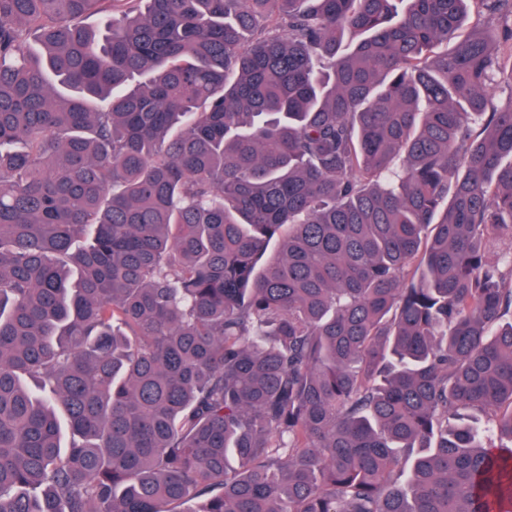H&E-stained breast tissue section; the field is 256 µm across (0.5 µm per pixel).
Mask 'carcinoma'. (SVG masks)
<instances>
[{
    "instance_id": "cac0c4a2",
    "label": "carcinoma",
    "mask_w": 512,
    "mask_h": 512,
    "mask_svg": "<svg viewBox=\"0 0 512 512\" xmlns=\"http://www.w3.org/2000/svg\"><path fill=\"white\" fill-rule=\"evenodd\" d=\"M503 236L512 0H0V512H512Z\"/></svg>"
}]
</instances>
